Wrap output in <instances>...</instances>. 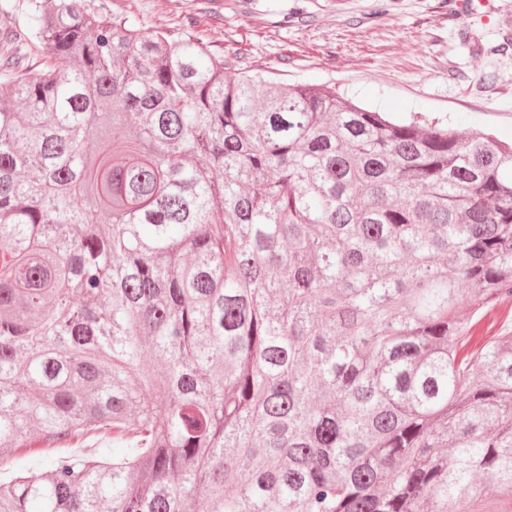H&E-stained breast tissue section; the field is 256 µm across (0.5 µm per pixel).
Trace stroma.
Here are the masks:
<instances>
[{"instance_id":"1","label":"stroma","mask_w":512,"mask_h":512,"mask_svg":"<svg viewBox=\"0 0 512 512\" xmlns=\"http://www.w3.org/2000/svg\"><path fill=\"white\" fill-rule=\"evenodd\" d=\"M31 0H0L30 69ZM150 30L189 34L228 70L335 87L395 120L420 114L512 140V0H85Z\"/></svg>"}]
</instances>
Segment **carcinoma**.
Returning <instances> with one entry per match:
<instances>
[{"label": "carcinoma", "instance_id": "cac0c4a2", "mask_svg": "<svg viewBox=\"0 0 512 512\" xmlns=\"http://www.w3.org/2000/svg\"><path fill=\"white\" fill-rule=\"evenodd\" d=\"M30 36L69 67L0 54V512L512 497V143L84 0Z\"/></svg>", "mask_w": 512, "mask_h": 512}]
</instances>
